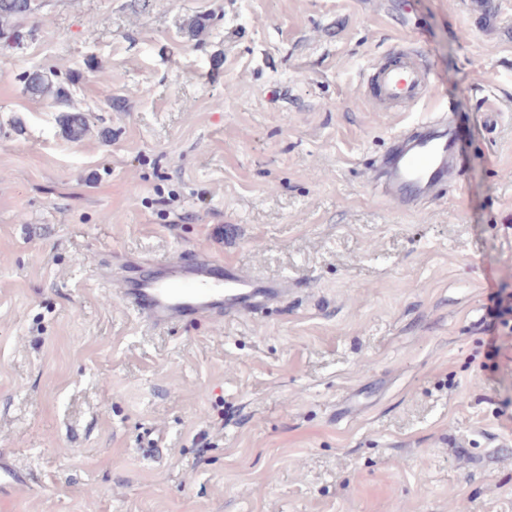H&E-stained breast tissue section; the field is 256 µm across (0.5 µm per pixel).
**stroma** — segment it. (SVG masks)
<instances>
[{
	"label": "stroma",
	"instance_id": "obj_1",
	"mask_svg": "<svg viewBox=\"0 0 512 512\" xmlns=\"http://www.w3.org/2000/svg\"><path fill=\"white\" fill-rule=\"evenodd\" d=\"M36 0L0 39V512H512V0ZM209 29L192 35L189 20ZM424 55L460 184L367 185L437 99L375 112ZM38 68L89 119L79 140ZM204 252L293 290L145 327L121 277ZM275 482H267L269 472ZM367 71L375 90L376 107L382 112H398L438 91L431 66L409 53H395L383 63L374 60ZM23 78L28 92L39 96L51 97L56 106L62 109L60 112H74L63 115L68 135L73 138H80L84 135L87 125L85 117L81 113H76L80 111L72 108L66 88L55 84L46 72L40 69L27 71Z\"/></svg>",
	"mask_w": 512,
	"mask_h": 512
}]
</instances>
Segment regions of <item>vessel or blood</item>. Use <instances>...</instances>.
<instances>
[{
	"instance_id": "1",
	"label": "vessel or blood",
	"mask_w": 512,
	"mask_h": 512,
	"mask_svg": "<svg viewBox=\"0 0 512 512\" xmlns=\"http://www.w3.org/2000/svg\"><path fill=\"white\" fill-rule=\"evenodd\" d=\"M367 71L376 107L397 112L434 96L436 76L430 65L408 53L371 62ZM464 156L454 121L437 117L400 130L371 166L370 185L381 198L410 209L437 199L459 181ZM288 279L263 280L238 264L219 263L198 253L175 252L150 263L147 271L121 281L127 308L148 326L164 329L196 318L221 319L265 310L287 297Z\"/></svg>"
}]
</instances>
